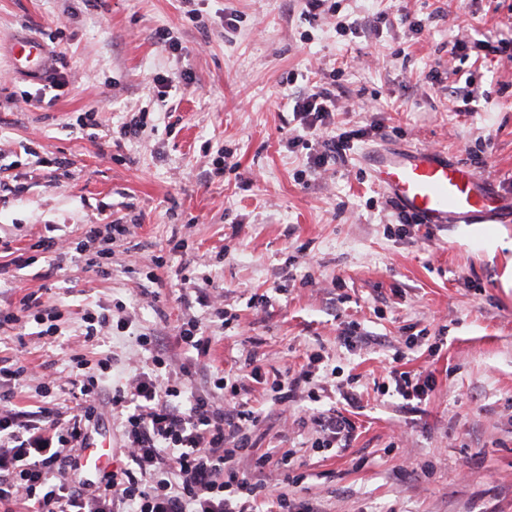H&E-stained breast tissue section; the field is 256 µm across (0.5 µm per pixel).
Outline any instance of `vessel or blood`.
I'll return each mask as SVG.
<instances>
[{
  "mask_svg": "<svg viewBox=\"0 0 512 512\" xmlns=\"http://www.w3.org/2000/svg\"><path fill=\"white\" fill-rule=\"evenodd\" d=\"M365 167L372 182L400 210L423 223L494 224L502 210L486 181L468 165L427 148H388L370 153ZM112 447L86 434L77 453V469L100 473L108 466Z\"/></svg>",
  "mask_w": 512,
  "mask_h": 512,
  "instance_id": "obj_1",
  "label": "vessel or blood"
}]
</instances>
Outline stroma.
I'll return each mask as SVG.
<instances>
[{"instance_id": "35a3bbf8", "label": "stroma", "mask_w": 512, "mask_h": 512, "mask_svg": "<svg viewBox=\"0 0 512 512\" xmlns=\"http://www.w3.org/2000/svg\"><path fill=\"white\" fill-rule=\"evenodd\" d=\"M304 0H0V154L14 162L0 188V237L14 247L57 228L73 238L104 215L133 224L112 245V276L82 259L48 273L37 261L0 290V307L21 292L49 289L62 334L38 338L35 325L0 329V357L22 356L35 373L64 371L69 358L114 354L100 383L109 397L148 354L135 336L175 335L188 315L213 339L199 357L193 390L213 372L257 352L267 372L299 370L317 351L337 382L358 375L364 410L346 451L314 452L312 428L263 386L248 399L266 417L255 448L293 451L308 478L290 494L312 512H512V61L491 43L512 35V0H338L314 23ZM197 9L190 21L187 9ZM235 29L224 27L227 14ZM386 23H377L379 14ZM409 22H402V15ZM168 33L161 42L158 32ZM32 33L47 47L51 72L14 65L11 43ZM485 40L482 48L474 40ZM466 45L467 60L449 53ZM475 79L472 93L452 69ZM437 78H430V68ZM191 71V82L180 75ZM64 75L63 94L47 99ZM317 83L336 95L335 132L360 135L327 167L310 168L297 145L303 129L294 96ZM43 96L38 108L15 105ZM151 120L137 138L117 130L141 108ZM96 113L113 137L89 140L75 121ZM446 152L489 179L506 211L501 223L430 228L401 224L398 211L360 164L372 147ZM46 161L32 170L21 146ZM225 154L226 169L214 160ZM23 184L20 194L10 188ZM505 245L488 252L487 235ZM187 239L186 254L173 252ZM167 252L158 284L133 258ZM189 257L196 285L224 298L235 322L208 308L185 309L173 273ZM124 302L130 334L85 343L84 306ZM364 340L347 348L340 335ZM426 335L438 342L406 350L400 370L432 377L419 411L377 385L396 350Z\"/></svg>"}]
</instances>
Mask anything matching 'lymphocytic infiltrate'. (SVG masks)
<instances>
[{
  "instance_id": "lymphocytic-infiltrate-1",
  "label": "lymphocytic infiltrate",
  "mask_w": 512,
  "mask_h": 512,
  "mask_svg": "<svg viewBox=\"0 0 512 512\" xmlns=\"http://www.w3.org/2000/svg\"><path fill=\"white\" fill-rule=\"evenodd\" d=\"M335 98L321 87L296 96L293 112L307 136L320 142L313 158L315 167L328 165L351 148L353 133L329 135ZM129 225L112 220L87 224L79 237L68 242L49 236L35 239L26 252L13 255L10 265L0 266V276L9 266L23 269L50 255L53 269H62L68 255L78 254L102 277L112 274L114 240L127 237ZM57 304L41 295L23 294L13 306L0 309V326L36 325L39 337L59 335ZM180 364L159 347L157 337L139 334L136 341L149 351L150 370H135L125 387L115 389L111 410L121 427L128 453L127 467L109 472L86 487L70 480L71 470L87 422L97 412V372L112 368L111 358L90 361L85 354L70 358L63 374H44L38 387L46 402L35 412L17 410L12 389H0V512H263L274 504L277 512H294L287 494L269 486L260 475L276 468L295 475L292 453L271 448L256 453L253 432L261 413L242 393L248 382H262L263 366L255 353L244 359V373L217 371L215 391L230 397L232 408H224L213 394L189 392L194 356L209 354L211 337L197 317L185 319L177 328ZM328 362L318 352L308 354L300 371L276 376L267 384L273 404L289 406L299 395H307L312 406L300 424L312 425L318 434L316 447L341 450L350 447L357 425L350 410L359 408L356 377H349L343 391L345 407L321 408ZM382 392H395L405 401L425 402L433 391L430 376L390 368ZM264 382V381H263ZM69 396L70 408H61L57 393Z\"/></svg>"
}]
</instances>
